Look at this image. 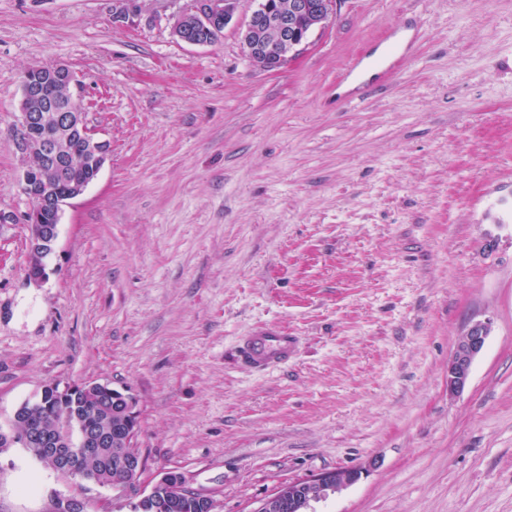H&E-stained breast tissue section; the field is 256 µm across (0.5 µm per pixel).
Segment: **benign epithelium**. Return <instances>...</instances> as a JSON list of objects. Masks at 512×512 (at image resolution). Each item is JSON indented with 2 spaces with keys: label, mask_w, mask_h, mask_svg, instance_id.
<instances>
[{
  "label": "benign epithelium",
  "mask_w": 512,
  "mask_h": 512,
  "mask_svg": "<svg viewBox=\"0 0 512 512\" xmlns=\"http://www.w3.org/2000/svg\"><path fill=\"white\" fill-rule=\"evenodd\" d=\"M238 3L239 0H190L176 18L178 37L193 45L206 44V40L198 37L197 33L213 30L219 22L229 24ZM340 3L341 0H288V3L281 4L278 0H259L258 7L241 32L248 56L265 70L279 69L303 49L311 32L322 26ZM49 80L67 88V98L57 100L51 108L43 105L44 95L40 84L30 81L27 76L21 81L17 148L21 155L20 187L23 190L30 179L31 157H40L43 170L58 171L65 164L63 138L72 133L85 140L87 153L96 172H101L109 157L108 142L95 137L91 132L85 112L74 98L72 87L75 79L70 69L64 65L52 67ZM49 119L59 125L63 137L46 140L32 134V130L43 126ZM87 188L85 183H75L64 195L48 192L39 199L30 198L31 204L24 215V223H39L40 214L45 210L55 213L56 219H61L64 207L81 196ZM58 234L59 224H43L40 231L28 239L26 278L29 281L41 284L48 279V260L54 252ZM489 333L490 324L478 321L458 338L453 356L448 362V396L453 397L463 391L472 364L482 351ZM92 389L105 406L115 409L121 417V427L112 431V434L121 435L125 447L118 449L113 467L123 472L125 478L111 483L110 487L121 491L131 490L145 469V459L135 446L139 430L137 400L126 390L98 382L68 384L64 387L57 383L48 384L36 400L28 403L29 411L14 415V421L21 425V429L12 433L11 440L23 447L38 445L42 448L40 463L58 475L94 482L85 470V461L96 456L97 448L105 441V434L96 428L82 427L79 436L74 438L68 428L59 425L49 428L30 417L33 410L49 409L45 402L47 397L63 404L71 395ZM361 474L362 471L356 468H336L281 484L256 512H307L310 503L355 484ZM88 509V500L78 493L51 496L49 512H88Z\"/></svg>",
  "instance_id": "7a95c632"
}]
</instances>
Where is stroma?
I'll use <instances>...</instances> for the list:
<instances>
[{
	"instance_id": "1",
	"label": "stroma",
	"mask_w": 512,
	"mask_h": 512,
	"mask_svg": "<svg viewBox=\"0 0 512 512\" xmlns=\"http://www.w3.org/2000/svg\"><path fill=\"white\" fill-rule=\"evenodd\" d=\"M136 4L0 0V429L51 383L133 394L145 469L91 512L169 470L257 512L337 467L361 478L315 512H512V0H342L275 71L241 41L258 0L209 45L174 35L184 0ZM49 64L111 153L37 287L12 129ZM261 324L297 337L286 366L240 361ZM73 489L0 452V512ZM490 333L488 322H475L458 338L452 358L448 362V394L455 396L466 386L472 364L482 351Z\"/></svg>"
}]
</instances>
